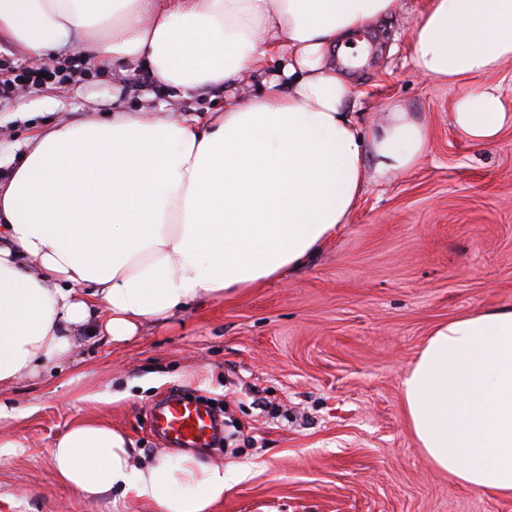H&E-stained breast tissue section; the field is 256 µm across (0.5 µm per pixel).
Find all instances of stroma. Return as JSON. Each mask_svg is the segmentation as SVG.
Masks as SVG:
<instances>
[{"instance_id":"obj_1","label":"stroma","mask_w":512,"mask_h":512,"mask_svg":"<svg viewBox=\"0 0 512 512\" xmlns=\"http://www.w3.org/2000/svg\"><path fill=\"white\" fill-rule=\"evenodd\" d=\"M424 0H401L365 32L366 61L350 69L354 109L371 130L398 105L423 119L415 166L369 181L351 217L308 263L167 320L123 343L78 340L67 362L0 388V512H159L126 497L91 500L63 484L54 441L74 423H111L134 460L178 456L149 426L176 392L224 416L226 440L195 448L229 479L212 512H512V497L466 489L435 470L408 429L403 375L439 324L512 305V129L468 142L452 121L458 87L433 85L409 59ZM0 94V154L43 127L129 111L193 115L224 108L220 90L165 87L145 70L100 68ZM117 392L109 403L94 392Z\"/></svg>"}]
</instances>
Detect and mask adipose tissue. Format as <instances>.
Wrapping results in <instances>:
<instances>
[{"label":"adipose tissue","mask_w":512,"mask_h":512,"mask_svg":"<svg viewBox=\"0 0 512 512\" xmlns=\"http://www.w3.org/2000/svg\"><path fill=\"white\" fill-rule=\"evenodd\" d=\"M399 0H0V36L28 58L86 51L166 86L230 90L282 67L263 91L190 117L116 109L48 128L0 181V384L69 359L81 331L113 341L206 299L301 266L349 223L369 179L410 169L428 143L401 107L363 131L351 110L349 40ZM414 68L462 86L457 131L476 145L512 127L499 84L512 0H425ZM341 58L330 64L329 54ZM427 461L469 489L512 496V306L438 325L401 383ZM59 479L85 497L210 512L226 477L184 456L134 465L125 436L83 421L53 444Z\"/></svg>","instance_id":"1"}]
</instances>
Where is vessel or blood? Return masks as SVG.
<instances>
[{"label": "vessel or blood", "mask_w": 512, "mask_h": 512, "mask_svg": "<svg viewBox=\"0 0 512 512\" xmlns=\"http://www.w3.org/2000/svg\"><path fill=\"white\" fill-rule=\"evenodd\" d=\"M150 428L172 448H210L221 432L214 410L172 393L150 412Z\"/></svg>", "instance_id": "vessel-or-blood-1"}]
</instances>
